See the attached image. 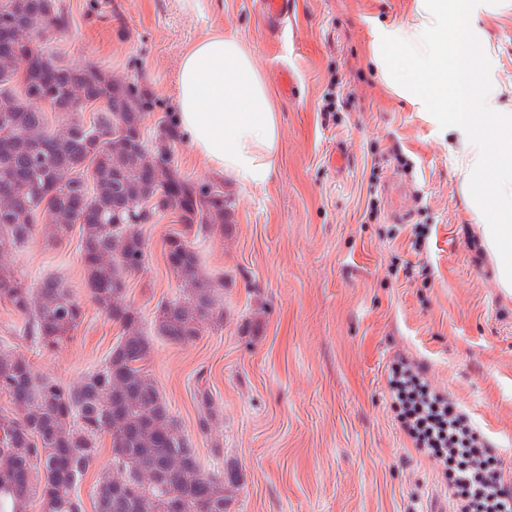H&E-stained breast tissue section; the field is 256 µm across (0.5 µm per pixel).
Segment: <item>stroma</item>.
<instances>
[{"mask_svg": "<svg viewBox=\"0 0 512 512\" xmlns=\"http://www.w3.org/2000/svg\"><path fill=\"white\" fill-rule=\"evenodd\" d=\"M69 29L51 42L57 62L103 66L138 79L158 104L144 116L154 135L172 111L183 55L213 33L236 37L274 93L281 150L263 187L243 188L200 161L188 140L174 162L198 182L223 183L233 202L224 228L195 238L201 268L223 280L224 322L193 343L153 331L159 300L179 296L162 245L173 214L138 225L145 264L127 279L152 341L148 367L205 466L231 469L229 512H430L448 498L437 467L404 434L387 377L399 358L419 365L489 443L512 480V295L498 288L477 242L448 153L451 133L427 123L380 81L372 31L409 21L418 0H293L268 28L255 0H60ZM492 79L512 87V0L478 14ZM290 71L297 92L284 96ZM348 92L335 119L321 112L332 78ZM346 154L334 164L332 148ZM401 189L386 193L388 182ZM377 184L381 217L363 213ZM423 226L428 250L410 241ZM79 233L37 236L7 256L30 287L60 278L84 320L58 351L42 353L0 303V346L41 376L76 386L120 332L87 296ZM207 369L217 417L200 435L195 375Z\"/></svg>", "mask_w": 512, "mask_h": 512, "instance_id": "1", "label": "stroma"}]
</instances>
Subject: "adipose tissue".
<instances>
[{
    "label": "adipose tissue",
    "mask_w": 512,
    "mask_h": 512,
    "mask_svg": "<svg viewBox=\"0 0 512 512\" xmlns=\"http://www.w3.org/2000/svg\"><path fill=\"white\" fill-rule=\"evenodd\" d=\"M412 22L374 40V61L396 94L441 128L458 131L454 151L464 197L479 216L497 283L512 292V113L485 76L471 0H420ZM183 134L213 171L241 186H265L280 154L272 93L251 54L212 35L184 55L174 99ZM495 195H488L487 185Z\"/></svg>",
    "instance_id": "adipose-tissue-1"
}]
</instances>
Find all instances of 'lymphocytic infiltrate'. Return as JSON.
<instances>
[{"mask_svg": "<svg viewBox=\"0 0 512 512\" xmlns=\"http://www.w3.org/2000/svg\"><path fill=\"white\" fill-rule=\"evenodd\" d=\"M387 386L414 449L440 465L454 512H512V483L494 464L489 446L464 425L447 394L404 359L392 366Z\"/></svg>", "mask_w": 512, "mask_h": 512, "instance_id": "lymphocytic-infiltrate-1", "label": "lymphocytic infiltrate"}]
</instances>
